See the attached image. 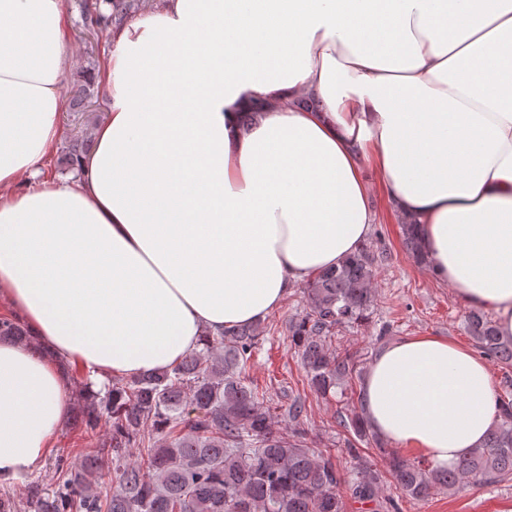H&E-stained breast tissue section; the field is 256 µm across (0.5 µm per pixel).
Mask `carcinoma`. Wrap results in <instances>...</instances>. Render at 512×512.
Instances as JSON below:
<instances>
[{
	"label": "carcinoma",
	"instance_id": "obj_1",
	"mask_svg": "<svg viewBox=\"0 0 512 512\" xmlns=\"http://www.w3.org/2000/svg\"><path fill=\"white\" fill-rule=\"evenodd\" d=\"M150 0H77L84 32L103 33L142 13ZM87 148L75 138L64 163L76 170ZM404 246L426 263L414 227L402 224ZM386 252L365 242L334 270L302 287L305 311L288 320V337L305 371L306 385L321 398L362 379L359 350L332 347L345 328L370 322L377 307L374 284ZM475 346L512 368V340L478 311L465 319ZM0 340L29 343L20 320L0 317ZM261 336L238 326L206 337L202 348L176 365L148 375L118 378L95 391L83 374L75 392L74 425L97 440L93 452L56 460L58 485L46 493L29 487V512H346V499L372 512L399 510L398 499L423 501L440 489L493 484L512 478V398L500 400V418L486 443L454 467L438 469L400 456L354 413L340 418L356 459L343 470L332 448H317L301 427L306 400L289 399L282 412L245 376ZM371 443L384 468L362 455ZM140 458L131 459V449ZM107 470L111 484L95 477Z\"/></svg>",
	"mask_w": 512,
	"mask_h": 512
}]
</instances>
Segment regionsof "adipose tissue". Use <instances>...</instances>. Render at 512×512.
<instances>
[{
    "label": "adipose tissue",
    "instance_id": "adipose-tissue-1",
    "mask_svg": "<svg viewBox=\"0 0 512 512\" xmlns=\"http://www.w3.org/2000/svg\"><path fill=\"white\" fill-rule=\"evenodd\" d=\"M63 0H0V485L47 455L60 364L168 368L254 325L369 237L368 172L411 218L431 277L512 340V0H154L109 33L108 117L48 175L75 57ZM360 409L437 468L500 404L485 356L383 345ZM0 340H9L17 344L27 345L29 334L19 319L0 317Z\"/></svg>",
    "mask_w": 512,
    "mask_h": 512
}]
</instances>
